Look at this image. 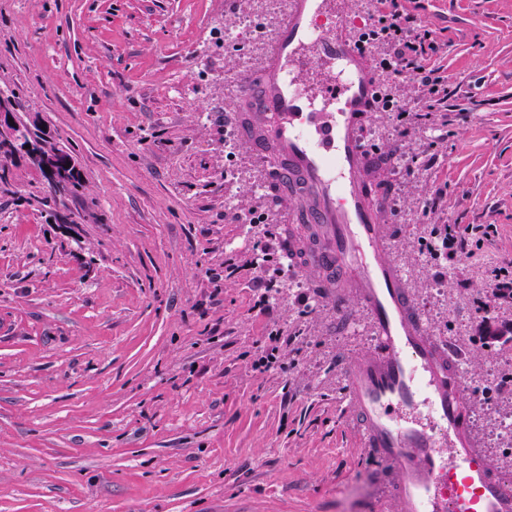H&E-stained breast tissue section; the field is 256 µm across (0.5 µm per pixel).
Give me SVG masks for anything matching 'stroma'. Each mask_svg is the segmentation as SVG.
<instances>
[{
	"label": "stroma",
	"instance_id": "stroma-1",
	"mask_svg": "<svg viewBox=\"0 0 512 512\" xmlns=\"http://www.w3.org/2000/svg\"><path fill=\"white\" fill-rule=\"evenodd\" d=\"M401 4L440 46L426 65L448 79V123L404 138L375 113L369 134L406 166L380 174L387 221L431 336L482 383L512 371V305L477 311L512 256V0ZM283 8L0 0V90L82 179L46 201L21 158L0 183V512H396L340 380L369 336L311 273H287L267 314L223 275L257 239L235 214L261 198L233 114L263 47L221 32L252 12L276 27ZM437 223L480 243L420 252ZM275 329L287 346L254 369ZM472 408L489 463L512 471L494 405Z\"/></svg>",
	"mask_w": 512,
	"mask_h": 512
}]
</instances>
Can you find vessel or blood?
Wrapping results in <instances>:
<instances>
[{"instance_id": "vessel-or-blood-1", "label": "vessel or blood", "mask_w": 512, "mask_h": 512, "mask_svg": "<svg viewBox=\"0 0 512 512\" xmlns=\"http://www.w3.org/2000/svg\"><path fill=\"white\" fill-rule=\"evenodd\" d=\"M348 0H288L260 80L240 94V136L286 218L294 269L337 307L355 305L373 339L342 372L363 444L391 471L384 494L397 512H512V485L486 459L469 390L433 339L394 257L388 197L365 137L379 82L350 25Z\"/></svg>"}]
</instances>
